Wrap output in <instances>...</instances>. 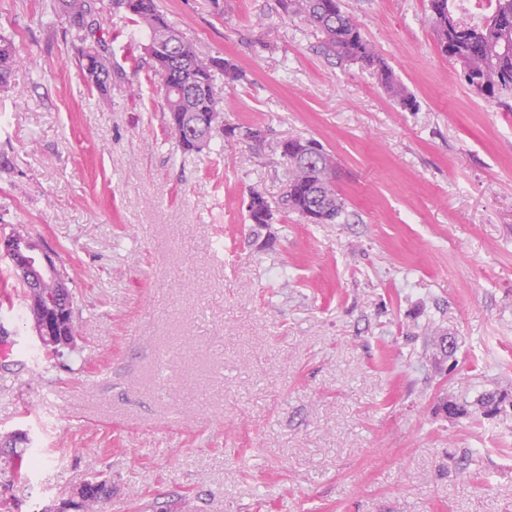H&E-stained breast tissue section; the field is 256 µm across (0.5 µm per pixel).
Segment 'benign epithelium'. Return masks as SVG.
I'll return each mask as SVG.
<instances>
[{
  "label": "benign epithelium",
  "instance_id": "obj_1",
  "mask_svg": "<svg viewBox=\"0 0 512 512\" xmlns=\"http://www.w3.org/2000/svg\"><path fill=\"white\" fill-rule=\"evenodd\" d=\"M0 248L11 260L14 268L25 277L28 287L31 288L30 307L37 315L34 329L38 341L43 345L52 346L73 343L75 340L73 336L56 335L55 325L45 312L43 284L51 278L62 276L52 254L39 247L27 248L21 245V240L16 237L1 239Z\"/></svg>",
  "mask_w": 512,
  "mask_h": 512
}]
</instances>
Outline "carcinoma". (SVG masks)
<instances>
[{
	"label": "carcinoma",
	"mask_w": 512,
	"mask_h": 512,
	"mask_svg": "<svg viewBox=\"0 0 512 512\" xmlns=\"http://www.w3.org/2000/svg\"><path fill=\"white\" fill-rule=\"evenodd\" d=\"M136 22L143 35L145 61L160 80L163 110L171 136L187 157L203 152L198 136L212 139L224 122V99L215 87L213 69L224 72V80L235 82L241 74L227 60L206 58L171 26L156 0H115ZM452 0H428L429 23L440 52L460 69L469 89L485 99L512 94V0H489L484 21L471 24L454 15ZM281 9L295 13L324 35L323 45L340 60L373 70L387 95L406 108L412 95L394 78L392 71L342 10L340 0H280ZM50 7L67 20V33L80 44L78 63L88 82L102 95L112 89V62L106 38V19L100 0H50ZM14 66L10 37L0 34V88L9 85ZM229 137L243 143L261 141L258 126H233ZM308 151L285 158L288 193L281 205L301 217L312 216V224H333L345 212V200L336 189V159L317 141L308 139ZM249 223L252 232L268 223L272 204L258 190L250 191ZM63 306L62 330L77 332L73 292ZM503 398L482 393L460 405V415H495Z\"/></svg>",
	"instance_id": "obj_1"
}]
</instances>
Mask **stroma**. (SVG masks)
I'll return each instance as SVG.
<instances>
[{
  "label": "stroma",
  "mask_w": 512,
  "mask_h": 512,
  "mask_svg": "<svg viewBox=\"0 0 512 512\" xmlns=\"http://www.w3.org/2000/svg\"><path fill=\"white\" fill-rule=\"evenodd\" d=\"M158 4L242 71L214 75L224 123L262 143L182 157L112 0L106 101L63 15L0 0V238L56 254L78 322L48 354L0 255V440L40 460L0 472V512H56L94 475L100 512H512V407L440 409L512 395V95L470 94L427 0H342L411 109L278 0ZM289 138L335 156L346 212L275 210L267 245L246 204L280 200ZM12 44L10 37L0 34V88L7 87L10 82L15 62ZM504 399L505 397H498L494 393H482L473 402L465 401L463 404H455L460 407L459 415L489 418L500 410V403Z\"/></svg>",
  "instance_id": "1"
}]
</instances>
